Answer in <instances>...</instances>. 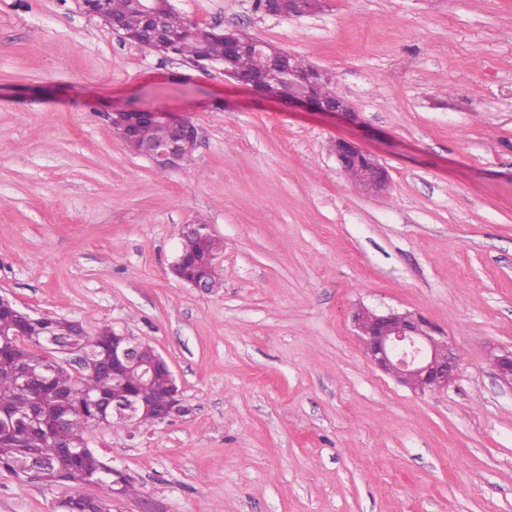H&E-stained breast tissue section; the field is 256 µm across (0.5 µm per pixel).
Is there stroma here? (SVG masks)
Instances as JSON below:
<instances>
[{
  "label": "stroma",
  "instance_id": "stroma-1",
  "mask_svg": "<svg viewBox=\"0 0 512 512\" xmlns=\"http://www.w3.org/2000/svg\"><path fill=\"white\" fill-rule=\"evenodd\" d=\"M326 71L354 114L309 112L121 38L76 0H0V295L151 345L186 411L88 445L139 493L111 512H512V0H173ZM183 112L161 171L107 115ZM372 154L365 194L331 151ZM224 243L220 288L170 266L184 225ZM360 306L419 311L460 355L420 394L374 368ZM69 488L0 468V512ZM152 115L161 118L169 127L171 135L163 143H147L143 145L129 144L127 148L134 154L146 157L161 171L178 167L182 147L188 142L197 141V128L183 114L168 109H144ZM194 143L185 145L182 152V163L191 160ZM334 151L337 160L345 169L349 159L364 160L366 163V180L361 184V188L367 193H379L386 188L387 175L384 168L378 161L366 151L353 145L345 139H337L334 144ZM346 173L356 183L361 180L363 171L359 165H350L346 168Z\"/></svg>",
  "mask_w": 512,
  "mask_h": 512
}]
</instances>
